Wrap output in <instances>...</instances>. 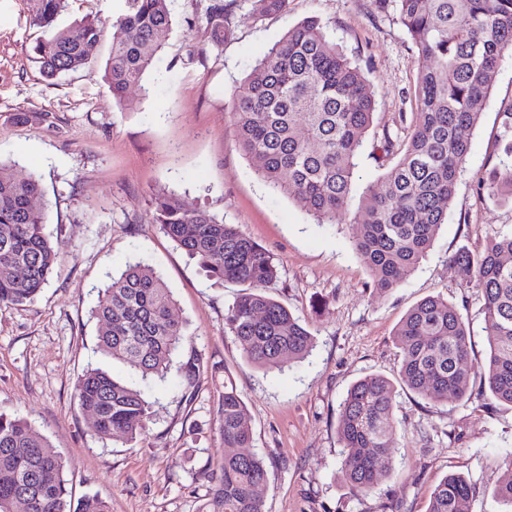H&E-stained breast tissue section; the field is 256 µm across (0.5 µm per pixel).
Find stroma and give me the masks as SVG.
<instances>
[{
  "label": "stroma",
  "mask_w": 512,
  "mask_h": 512,
  "mask_svg": "<svg viewBox=\"0 0 512 512\" xmlns=\"http://www.w3.org/2000/svg\"><path fill=\"white\" fill-rule=\"evenodd\" d=\"M231 32L214 45L200 0H170L172 27L152 68L124 108L104 80L112 46L104 34L91 67L45 78L32 61L40 31L27 0H0V161L39 178L50 205L59 260L37 298L0 304V412L27 419L64 461L72 502L104 498L111 512H208L224 459L219 404L232 381L247 408L251 453L265 462V512H426L450 473L473 485L469 512H503L496 496L512 465V406L492 400L480 378L466 399L428 402L409 390L395 343L414 305L439 295L470 327L473 363L487 355L483 297L462 287L454 256L512 230V206L478 196L479 176L498 165V112L512 102V61L499 70L471 137L448 220L400 286L376 292L349 224H320L266 185L245 159L228 106L242 78L288 26L315 17L359 61L377 100L356 170V188L380 182L372 151L383 134L403 141L416 110L417 50L393 8L376 0H289L287 14L256 18L253 0H224ZM123 0H68L57 20L111 19ZM29 115L16 122L17 112ZM174 194L187 206L240 225L274 258L267 293L314 337L304 359L278 368L247 361L224 314L240 285L212 279L154 223L151 199ZM152 267L171 288L184 345L174 363L198 355L200 379L186 393L177 372L142 377L103 354L91 312L114 274ZM99 368L152 405L146 435L99 437L76 398L82 374ZM386 377L395 391L390 470L354 492L341 473V402L359 379Z\"/></svg>",
  "instance_id": "stroma-1"
}]
</instances>
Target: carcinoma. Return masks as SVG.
Segmentation results:
<instances>
[{
  "label": "carcinoma",
  "instance_id": "obj_1",
  "mask_svg": "<svg viewBox=\"0 0 512 512\" xmlns=\"http://www.w3.org/2000/svg\"><path fill=\"white\" fill-rule=\"evenodd\" d=\"M392 2L418 50L422 77L418 112L398 159L381 183L363 191L347 213L356 157L372 122L375 95L362 70L343 53L320 20L288 27L234 90L233 128L245 158L272 187L322 224L342 219L356 225L354 246L368 268L373 288L385 293L420 261L448 220L459 173L473 130L487 106L495 76L512 60V0H379ZM31 22L41 29L35 63L47 78L76 72L91 63L105 23L82 20L68 28L56 21L66 0H28ZM288 0H255L260 17L282 14ZM200 21L219 44L230 33L224 0H207ZM172 26L168 0H124L112 21L117 30L104 78L112 96L125 102L141 82ZM503 153L512 157V103L499 112ZM479 193L512 203V162L502 161L477 181ZM38 179L19 178L0 161V303L34 300L58 262L45 231L48 206ZM153 222L209 275L244 286L224 316L225 328L259 367L304 358L313 336L286 306L265 294L277 279L273 257L237 224L173 194L152 200ZM465 285L483 294L482 313L489 355L470 362V328L456 306L430 296L401 320L395 340L406 386L438 403L465 397L480 375L491 395L512 406V231L490 236L475 250L457 254ZM170 288L148 265L135 263L112 278L95 309L99 344L110 357L147 377L167 374L173 353L184 344L183 323L174 314ZM200 368L190 357L180 366L185 389L196 386ZM80 409L102 438L133 440L145 435L151 405L136 388L100 369L79 379ZM394 388L379 375L354 383L341 403V470L351 489L367 493L387 471L396 425ZM224 460L211 512H265L257 489L267 480L262 458L247 451L251 432L246 405L224 381L219 407ZM472 486L457 475L436 488L427 512H468ZM63 462L50 442L27 420L0 413V512L22 501L26 512H110L106 500L84 497L68 503Z\"/></svg>",
  "mask_w": 512,
  "mask_h": 512
}]
</instances>
